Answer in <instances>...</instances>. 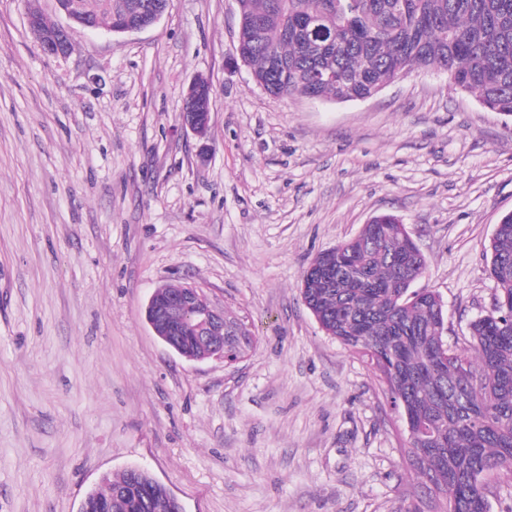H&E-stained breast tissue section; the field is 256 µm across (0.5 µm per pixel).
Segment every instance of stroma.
<instances>
[{
	"mask_svg": "<svg viewBox=\"0 0 512 512\" xmlns=\"http://www.w3.org/2000/svg\"><path fill=\"white\" fill-rule=\"evenodd\" d=\"M33 6L69 26L67 56L36 42ZM238 27L236 0H169L125 34L0 0V512H80L131 466L185 512H397L425 495L403 418L301 278L396 215L427 260L416 288L466 349L494 304L512 119L434 69L365 100L271 96ZM200 75L203 138L182 122ZM184 283L241 321L242 359L190 362L153 334L150 295Z\"/></svg>",
	"mask_w": 512,
	"mask_h": 512,
	"instance_id": "stroma-1",
	"label": "stroma"
}]
</instances>
